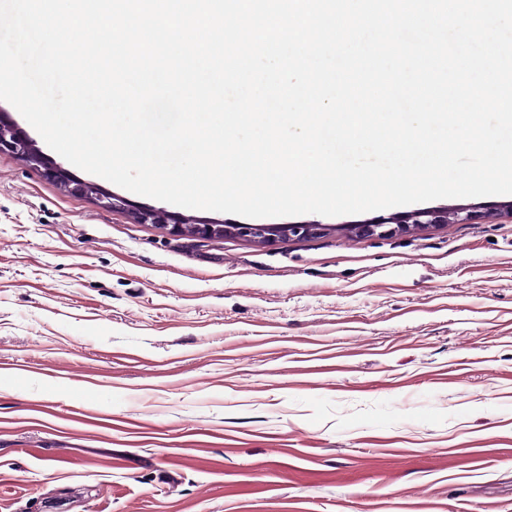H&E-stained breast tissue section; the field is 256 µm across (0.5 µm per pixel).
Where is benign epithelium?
Instances as JSON below:
<instances>
[{"instance_id": "1", "label": "benign epithelium", "mask_w": 512, "mask_h": 512, "mask_svg": "<svg viewBox=\"0 0 512 512\" xmlns=\"http://www.w3.org/2000/svg\"><path fill=\"white\" fill-rule=\"evenodd\" d=\"M9 149L32 166L42 167L48 176L61 186L77 193L95 196L96 202L103 208L115 209L124 205V200L101 190L95 184L75 179L62 165L47 160L35 141L28 138L14 123L0 118V149ZM134 219L139 224L166 223L176 233H189L200 238H224L236 236L258 243H271L290 236L305 237L321 231L318 224H223L210 222L192 224L187 219L154 209L134 212ZM473 212L461 208L453 210L415 209L390 220H377L368 224L350 226V232L357 236L388 237L397 235L412 224L429 226L432 224H469Z\"/></svg>"}]
</instances>
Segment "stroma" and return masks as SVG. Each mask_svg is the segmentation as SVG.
<instances>
[{"label": "stroma", "mask_w": 512, "mask_h": 512, "mask_svg": "<svg viewBox=\"0 0 512 512\" xmlns=\"http://www.w3.org/2000/svg\"><path fill=\"white\" fill-rule=\"evenodd\" d=\"M0 152V512H512V195L178 236ZM134 219L139 224H171L176 233H189L200 238L236 236L258 243H271L290 236H310L322 230L320 224H223V221L191 224L180 215L154 209L138 210L134 212ZM473 211L461 208L453 210L415 209L403 215L388 218L390 221L377 220L368 224H355L350 226V232L357 236L388 237L404 232L410 224L415 228H424L432 224H469L473 219ZM392 224V225H391ZM422 225V226H417Z\"/></svg>", "instance_id": "obj_1"}]
</instances>
